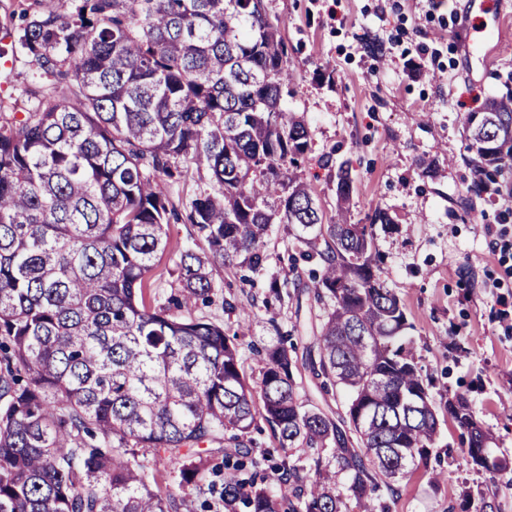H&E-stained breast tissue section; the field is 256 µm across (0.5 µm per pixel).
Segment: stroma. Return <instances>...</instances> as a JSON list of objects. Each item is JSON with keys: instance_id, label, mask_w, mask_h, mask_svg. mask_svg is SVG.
<instances>
[{"instance_id": "35a3bbf8", "label": "stroma", "mask_w": 512, "mask_h": 512, "mask_svg": "<svg viewBox=\"0 0 512 512\" xmlns=\"http://www.w3.org/2000/svg\"><path fill=\"white\" fill-rule=\"evenodd\" d=\"M288 47L296 78L289 110L311 129L298 171L327 215L336 213L340 164H348L351 222L385 212L377 225L381 276L406 314V339L440 406V443L427 465L400 483L391 512H464L466 493H495L497 512H512L504 478L475 466L467 436L448 420L447 399L463 397L492 437L494 455L512 461V175L480 181L458 116L512 91V0H265ZM496 34L473 45L479 29ZM373 37L380 54L362 42ZM260 272L216 265L219 299L201 311L240 333L241 366L258 376L254 349L282 334L317 333L324 310L313 284L273 294L297 249L285 225L267 240ZM236 304L224 310L223 300ZM246 326H239L240 311ZM454 463H444L446 450Z\"/></svg>"}]
</instances>
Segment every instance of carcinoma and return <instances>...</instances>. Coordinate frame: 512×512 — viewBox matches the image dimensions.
Listing matches in <instances>:
<instances>
[{"mask_svg":"<svg viewBox=\"0 0 512 512\" xmlns=\"http://www.w3.org/2000/svg\"><path fill=\"white\" fill-rule=\"evenodd\" d=\"M3 29L32 81L24 112L0 113V512H348L322 457L300 468L293 448L335 449L363 512H390L437 443V407L379 272L386 216L347 222V167L334 217L297 180L310 129L284 105L293 75L264 0H57ZM462 125L480 174L512 168V94ZM187 181L201 243L178 247L177 291L149 301ZM273 224L315 263L325 315L301 359L264 348L254 381L238 336L193 310L214 302L213 265L264 266ZM300 365L348 395L345 414L300 395ZM446 410L471 462L507 471L465 400ZM258 416L283 453L276 491ZM204 444L223 448L224 483L197 504L185 488L201 487ZM163 459L178 476L164 491Z\"/></svg>","mask_w":512,"mask_h":512,"instance_id":"obj_1","label":"carcinoma"}]
</instances>
